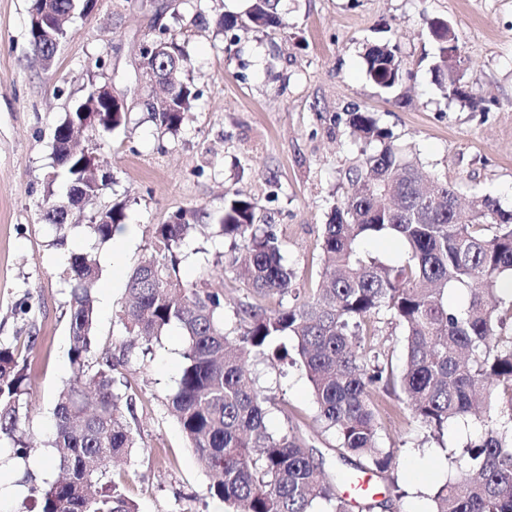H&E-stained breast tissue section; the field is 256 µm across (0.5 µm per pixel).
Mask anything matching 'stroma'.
<instances>
[{
    "label": "stroma",
    "mask_w": 512,
    "mask_h": 512,
    "mask_svg": "<svg viewBox=\"0 0 512 512\" xmlns=\"http://www.w3.org/2000/svg\"><path fill=\"white\" fill-rule=\"evenodd\" d=\"M245 7V0H96L45 68L29 41L28 0H0V339L36 338L28 352L32 407L21 426L35 449L27 459L0 462V512H31V486L56 476L43 442L53 429L55 396L71 376L69 296L61 279L70 253L91 251L100 262L96 347L111 350L115 376L132 400L126 418L136 447L113 468L114 478L139 512H224L167 405L184 337L173 328L146 348L121 320L127 275L151 256L156 225L177 210H200L203 226L183 247L180 276L223 288L226 327L235 325L245 290L218 259L230 249L214 233L225 193L257 204L297 286L314 287L322 226L361 157L363 145L347 121L355 109L412 147L461 198L488 194L512 209V0H281L287 34L245 32L230 44L216 21ZM434 17L458 37L464 80L478 106L443 98L434 84ZM158 22L184 41L201 92L174 135L151 120L137 69L139 48ZM387 41L397 43L403 67L391 92L367 78L363 63L367 45ZM95 82L111 84L128 108L125 128L100 137L96 151L99 174L112 180L98 205H122L126 223L100 244L85 230L95 207L73 212L68 245L59 249L37 204L51 170L53 131ZM250 370L271 398L270 428L300 427L325 471L334 470L337 440L316 420L304 369L254 359ZM373 401L379 442L395 451L402 492L388 512H432L436 489L467 466L463 448L481 423H449L437 438L404 399L378 391Z\"/></svg>",
    "instance_id": "obj_1"
}]
</instances>
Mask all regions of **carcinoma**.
<instances>
[{"mask_svg": "<svg viewBox=\"0 0 512 512\" xmlns=\"http://www.w3.org/2000/svg\"><path fill=\"white\" fill-rule=\"evenodd\" d=\"M92 0H30L29 36L44 66L54 63V40L65 41L69 22ZM280 0H248L241 13L219 16L229 42L239 32L281 33L288 21ZM50 30L43 39L37 29ZM429 33L437 45L434 82L445 97L477 103L462 84L464 59L451 56L458 43L448 21L434 18ZM148 41L165 44L158 68H176L177 87L165 111L151 110L162 133H176L201 96L188 76L190 55L167 25ZM369 80L392 89L403 79L398 46L371 45L364 53ZM88 97L65 114L53 134L52 171L39 205L52 245L65 246L72 230L67 209L93 205L105 183L93 172V149L70 153L77 124L88 119L109 133L127 122L122 107L99 104L92 116ZM353 133L367 145L362 161L348 172V188L333 204L320 238L323 272L316 288H296L271 224L257 223L256 204L233 194L224 200L220 232L231 241L228 266L244 271L245 300L236 309L237 327L224 329V289L179 274L182 246L199 224L194 210L172 213L154 231L157 255L129 274L121 306L127 332L150 342L170 327L186 337L184 364L168 399L197 458L213 474V494L225 512H373L389 500L359 502L346 481L369 473L384 477L395 465L394 450L379 444L380 425L372 401L377 390L400 391L416 419L443 435L448 423L486 418L479 442L465 446L473 466L441 485L433 512H512V304L499 308L497 295L512 293V210L487 195L467 208L455 207V187L423 170L416 156L397 146L392 134L368 112H351ZM125 220L123 207L95 212L88 232L112 240ZM393 237L403 246L396 264L363 252L366 238ZM99 262L89 252L70 256L64 282L69 289L72 377L57 394L54 431L47 446L58 454L53 481L31 488L37 512H137L110 476L112 459L135 447L126 420L131 403L118 392L112 353L90 361L95 349ZM465 288L461 309L448 305V290ZM381 313L402 327L401 369L380 361L366 342L365 325ZM293 343L288 351L281 339ZM25 347L0 342V441L15 458L32 447L19 434L30 410ZM263 356L304 367L317 404L318 420L336 434L340 457L355 456L353 470L328 474L298 428L272 432L266 404L271 397L248 378L247 360Z\"/></svg>", "mask_w": 512, "mask_h": 512, "instance_id": "1", "label": "carcinoma"}]
</instances>
